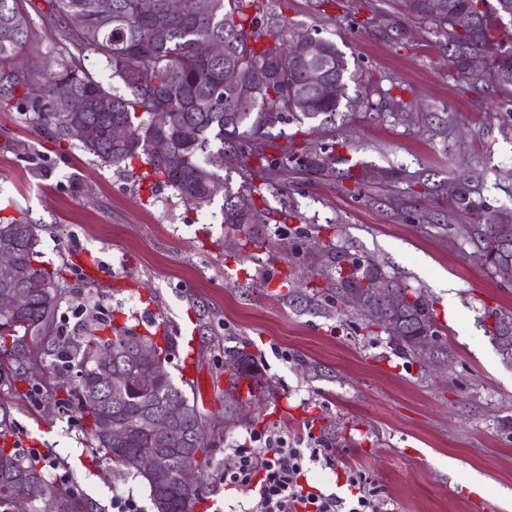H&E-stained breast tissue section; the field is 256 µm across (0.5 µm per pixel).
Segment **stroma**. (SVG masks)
I'll return each instance as SVG.
<instances>
[{"instance_id":"1","label":"stroma","mask_w":512,"mask_h":512,"mask_svg":"<svg viewBox=\"0 0 512 512\" xmlns=\"http://www.w3.org/2000/svg\"><path fill=\"white\" fill-rule=\"evenodd\" d=\"M265 33L287 19L292 31L319 30L356 61L370 109L310 122L314 145L347 142L368 172L344 190L337 179L288 173L286 192L268 194L250 234L259 247L224 237L221 202L197 209L146 180L133 160L102 164L78 140L59 141L28 109L0 110V211L38 227L44 261L64 270L60 314L68 328L94 316L147 324L146 302L172 337L167 369L182 377L194 354L198 383L188 387L216 445L210 492L196 512H261L259 497L220 481L251 435H276L293 448H326L360 472L382 512H512V368L484 333V306L512 310V281L485 273L445 223H471L451 195L469 177L475 199L512 211V107L489 84L462 92L444 38L410 25L397 43L398 0H342L316 22L310 0H271ZM68 36L33 20L28 49L57 65ZM293 210L287 223L274 217ZM428 211L435 224H420ZM358 257H372L434 301L448 348L437 368L403 358L386 334L314 288L321 228ZM292 276L293 290L281 286ZM455 286L446 295L441 282ZM456 316H449V308ZM249 344L272 391L253 425L224 427V351ZM0 402L30 447L48 454L49 475L113 512L116 498L153 512L150 491L116 472L83 430L75 404L57 403L51 385L35 398L0 380ZM479 476L484 493L471 490Z\"/></svg>"}]
</instances>
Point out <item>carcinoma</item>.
I'll return each instance as SVG.
<instances>
[{
	"label": "carcinoma",
	"mask_w": 512,
	"mask_h": 512,
	"mask_svg": "<svg viewBox=\"0 0 512 512\" xmlns=\"http://www.w3.org/2000/svg\"><path fill=\"white\" fill-rule=\"evenodd\" d=\"M0 0V105L28 101L19 93L26 87L24 74L17 70V59L29 41L30 12H35L48 26L60 27L69 35L72 50L68 59L54 70L44 73L46 96L32 102L36 120L58 138L68 136L69 126L81 122L96 129L97 138L83 143L84 149L109 164H121L140 158L151 168L150 176L170 186L178 199L187 205L204 208L217 197L212 187L223 188L224 224L232 233H244L256 212V199L274 188L278 178L291 170L292 157L302 159L298 171L307 175L336 177L344 182L360 179L351 171L336 170V147L332 141L315 151L298 141V133L281 130L279 124L307 120L326 122L341 108L354 109L363 104L359 96L348 94L349 83L358 82L357 72L350 70L349 60L335 41L310 36L312 53L320 63L326 79L336 91L328 95L317 86L308 66L299 63L291 52L293 34L282 30L265 38L258 24L267 9L266 0H153L147 12L143 0H112L107 12L99 9V0ZM406 19L427 24L451 47L448 64L467 75L468 61L482 56L488 62L476 81L489 82L504 101L512 104V42L504 45L497 28L458 31L448 23V15L467 16L477 12L492 19L504 17L503 6L512 11V0H400ZM506 18V17H504ZM512 25V16L506 18ZM207 41L224 43V55L205 59L198 53ZM104 56L112 68V77L124 86L125 93L106 89L83 66L84 54ZM235 67L240 82L224 87V68ZM80 98L86 107L71 111L70 101ZM121 124L128 137L121 143L112 140V125ZM191 126L195 139L185 143L178 138L180 129ZM164 137L171 143L170 154L160 157L152 143ZM242 179L232 189V174ZM469 183H458L457 209L474 216L475 223L461 227L474 253L482 254L492 238L501 242V250L492 261L482 262L485 271L497 274L503 263H512V213L485 210L472 197ZM37 225L16 218H0V253L12 256L16 274L8 283L0 282V294L19 289L25 292L24 304L10 321L14 332L30 337L34 352L42 353L54 369L80 374L79 380L59 388L66 393L62 403L76 400L85 427L95 448L112 461L117 469L133 470L148 485L155 512H194L206 495V485L182 489L176 479L177 468L161 489L149 471L126 464L131 455L148 456L166 452L175 462L193 449L211 447V442L197 406L176 385L168 372L158 375L148 366H140L134 351L141 345L153 349L157 359L169 360L172 347L168 338L156 334L142 335L112 321L81 324L78 335L65 336L58 326L59 298L55 293L61 272L49 269L37 249ZM327 263L322 276L345 300L347 292L361 288L363 279H387L401 294L398 308L382 299L369 301L366 328L384 330L386 322L398 325L399 333L390 341L405 357L417 358L416 350L438 322L433 302L416 288L403 283L395 274L375 260L351 256L332 241L323 244ZM484 332L491 343L512 347V312L485 306ZM118 347L127 352L128 361L119 366L108 360L112 369L124 377L121 399L100 396L95 375L102 353ZM7 336L0 334V378L11 376L35 388L26 373L10 367L3 355ZM224 367L232 368L231 379L251 378L261 387L262 375L254 356L243 347L224 349ZM170 403L185 406L190 415L175 422L169 431L158 436L140 423L142 410L164 407ZM125 427L119 440L103 436L99 429L105 420ZM26 477L43 486V496L34 512H97L95 502L76 494L64 482L50 480L44 462L16 448L0 445V512L6 496L1 490Z\"/></svg>",
	"instance_id": "obj_1"
}]
</instances>
